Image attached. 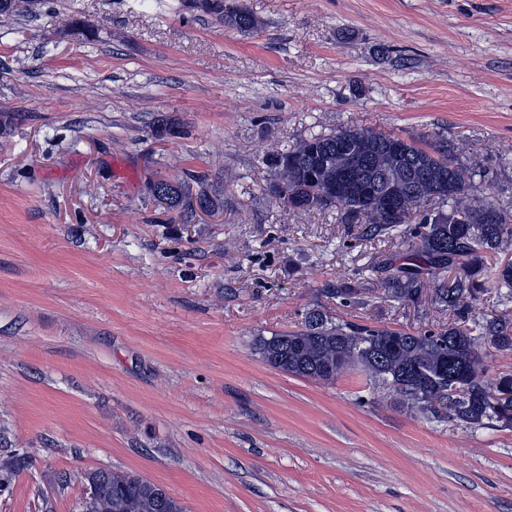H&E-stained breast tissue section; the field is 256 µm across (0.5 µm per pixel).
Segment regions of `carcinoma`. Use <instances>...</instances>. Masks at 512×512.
Returning a JSON list of instances; mask_svg holds the SVG:
<instances>
[{
	"label": "carcinoma",
	"instance_id": "carcinoma-1",
	"mask_svg": "<svg viewBox=\"0 0 512 512\" xmlns=\"http://www.w3.org/2000/svg\"><path fill=\"white\" fill-rule=\"evenodd\" d=\"M192 5L240 32H251L259 24L242 5H226L224 0H194ZM345 139L369 167L351 187L332 194L320 160L340 158L336 146ZM282 156L288 164L270 192L289 208L313 213L335 207L345 223L361 224L366 236L412 240L401 258L378 267L382 300L416 306L432 286L435 305L471 323L406 332L313 308L305 313L302 327L257 340L263 363L323 383L358 369L374 389L429 418L470 429H512V374L490 377L483 363L485 350L512 351V319L475 313L490 283L503 301H512V261L495 266L487 261L512 242V215L468 194L475 179L488 173L448 152L441 137L425 148L372 127H343L301 138ZM188 179L203 186L195 198L187 195ZM154 199L168 210L191 215L224 208L223 198L210 191L206 173L199 171L169 182L167 193ZM432 214L440 221H427ZM333 292L343 304L365 303L346 282ZM93 475L103 497L120 503L121 512H186L179 500L138 474L98 469Z\"/></svg>",
	"mask_w": 512,
	"mask_h": 512
}]
</instances>
